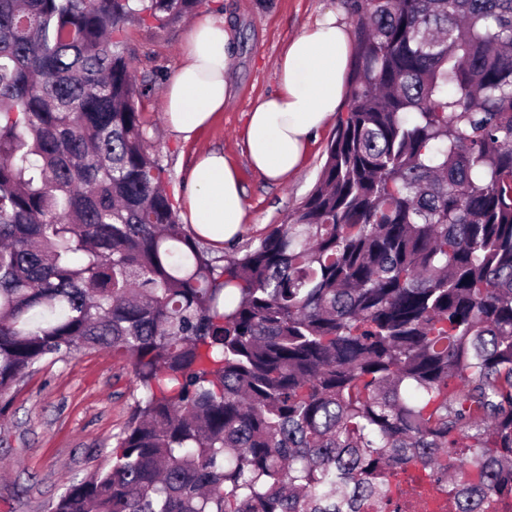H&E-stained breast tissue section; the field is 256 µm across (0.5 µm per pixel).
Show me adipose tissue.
<instances>
[{"mask_svg":"<svg viewBox=\"0 0 512 512\" xmlns=\"http://www.w3.org/2000/svg\"><path fill=\"white\" fill-rule=\"evenodd\" d=\"M349 25L333 13L317 17L292 38L276 63L279 88L249 111L241 131L251 167L279 181L296 174L318 134L344 97ZM233 34L223 18L205 15L191 27L182 62L163 92L171 130L194 140L233 96ZM189 224L215 246L240 230L246 202L236 165L223 152L201 153L189 170L182 198Z\"/></svg>","mask_w":512,"mask_h":512,"instance_id":"1","label":"adipose tissue"}]
</instances>
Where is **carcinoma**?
<instances>
[{"label":"carcinoma","instance_id":"cac0c4a2","mask_svg":"<svg viewBox=\"0 0 512 512\" xmlns=\"http://www.w3.org/2000/svg\"><path fill=\"white\" fill-rule=\"evenodd\" d=\"M202 0H0V416L129 358L112 468L54 512H357L409 469L512 493V0H345L349 103L306 200L218 256L179 222L126 44Z\"/></svg>","mask_w":512,"mask_h":512}]
</instances>
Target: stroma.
<instances>
[{
    "label": "stroma",
    "mask_w": 512,
    "mask_h": 512,
    "mask_svg": "<svg viewBox=\"0 0 512 512\" xmlns=\"http://www.w3.org/2000/svg\"><path fill=\"white\" fill-rule=\"evenodd\" d=\"M200 10L219 14L235 34V96L214 130L202 133L195 145L184 144L167 125L162 95L180 62L191 22L165 29L130 26L126 41L135 74L155 81L142 101L148 138L177 193L195 148L224 149L240 171L247 199L242 237L255 240L310 194L335 129L321 133L299 175L271 184L247 164L240 139L246 113L258 97L277 89L275 60L288 40L319 15L340 14L344 7L341 0H204ZM140 396L129 361L111 350L42 363L0 418V512H53L70 484L109 469L116 439Z\"/></svg>",
    "instance_id": "obj_1"
}]
</instances>
